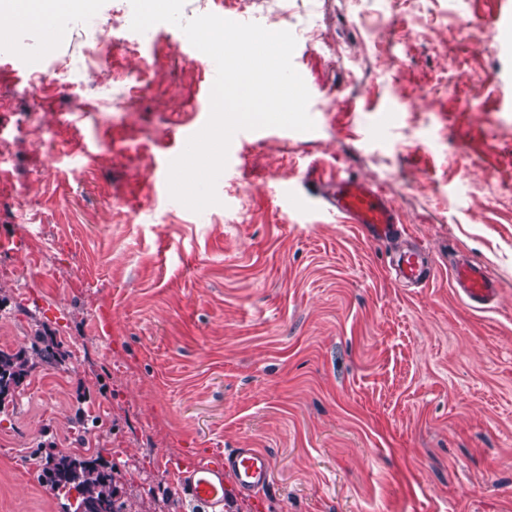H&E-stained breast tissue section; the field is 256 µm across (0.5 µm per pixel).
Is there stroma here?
I'll use <instances>...</instances> for the list:
<instances>
[{"label": "stroma", "instance_id": "stroma-1", "mask_svg": "<svg viewBox=\"0 0 512 512\" xmlns=\"http://www.w3.org/2000/svg\"><path fill=\"white\" fill-rule=\"evenodd\" d=\"M130 7L63 18L53 60L35 27L0 51V350L58 344L0 407V512H65L50 454L100 459L136 512H197L172 466L231 448L271 477L256 499L227 483L224 512H512V0H186L187 20L282 14L314 106V130L233 141L199 213L167 185L214 83L185 34L130 32L143 77L118 50L86 70ZM338 169L383 187L402 239L326 217ZM408 240L417 288L388 274ZM459 256L494 273L487 309L455 293ZM121 25L122 21L116 20L112 23V27H107L104 30L96 29L86 48L85 64L88 69L101 68L104 59L112 52V49L139 52L134 49L130 50L125 40L119 35Z\"/></svg>", "mask_w": 512, "mask_h": 512}]
</instances>
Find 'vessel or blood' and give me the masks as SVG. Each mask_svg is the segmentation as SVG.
Masks as SVG:
<instances>
[{
  "label": "vessel or blood",
  "mask_w": 512,
  "mask_h": 512,
  "mask_svg": "<svg viewBox=\"0 0 512 512\" xmlns=\"http://www.w3.org/2000/svg\"><path fill=\"white\" fill-rule=\"evenodd\" d=\"M325 212L339 224H360L372 238L387 240L398 230L399 214L382 188L346 174H336L327 183L323 196ZM395 278L403 284L421 283L424 278L422 248L398 256ZM452 286L474 307H487L497 293V280L484 266L465 261L452 271ZM176 478L190 500L205 512H223L225 478H232L237 490L255 497L269 483L270 466L265 452L257 448H234L203 457L187 468L177 469Z\"/></svg>",
  "instance_id": "vessel-or-blood-1"
}]
</instances>
